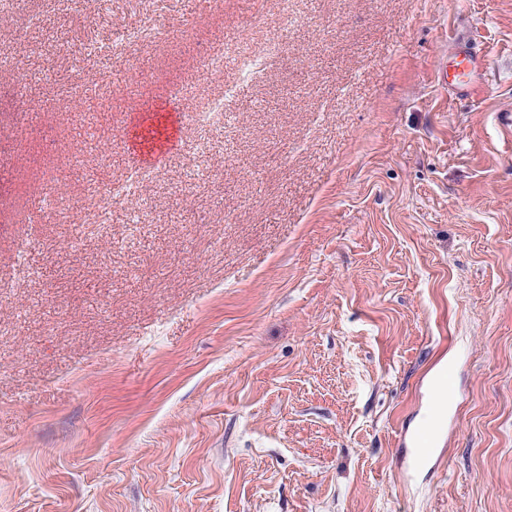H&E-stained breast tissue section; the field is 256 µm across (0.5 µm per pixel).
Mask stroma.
<instances>
[{
  "label": "stroma",
  "mask_w": 512,
  "mask_h": 512,
  "mask_svg": "<svg viewBox=\"0 0 512 512\" xmlns=\"http://www.w3.org/2000/svg\"><path fill=\"white\" fill-rule=\"evenodd\" d=\"M40 12L0 17V49ZM44 15L0 100V512H512V0ZM151 16L103 75L88 45ZM219 43L223 81L195 83ZM469 44L461 97L438 68ZM156 113L160 161L134 138ZM101 163L150 178L96 224ZM441 368L446 447L407 483Z\"/></svg>",
  "instance_id": "35a3bbf8"
}]
</instances>
